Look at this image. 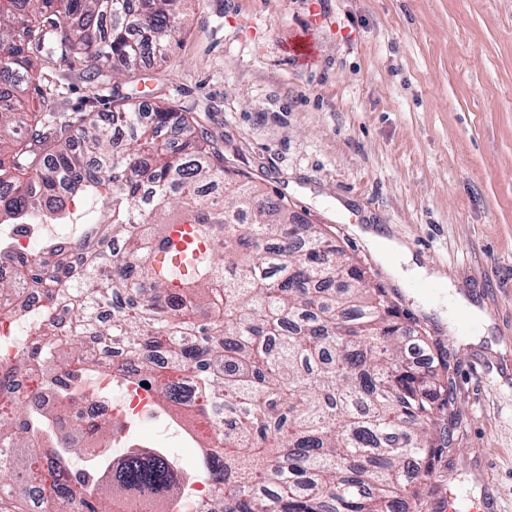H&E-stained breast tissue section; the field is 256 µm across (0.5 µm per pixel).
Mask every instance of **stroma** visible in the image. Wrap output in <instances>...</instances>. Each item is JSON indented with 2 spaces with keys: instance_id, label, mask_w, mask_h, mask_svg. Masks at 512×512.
I'll return each mask as SVG.
<instances>
[{
  "instance_id": "1",
  "label": "stroma",
  "mask_w": 512,
  "mask_h": 512,
  "mask_svg": "<svg viewBox=\"0 0 512 512\" xmlns=\"http://www.w3.org/2000/svg\"><path fill=\"white\" fill-rule=\"evenodd\" d=\"M168 52L114 83L78 58L34 98L109 113L115 96L192 113L232 166L323 225L448 371L451 439L413 512H512V0H182ZM302 39L313 48L289 50ZM439 273L401 284L360 231ZM488 324L466 341L453 295Z\"/></svg>"
}]
</instances>
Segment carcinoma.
Masks as SVG:
<instances>
[{
  "instance_id": "carcinoma-1",
  "label": "carcinoma",
  "mask_w": 512,
  "mask_h": 512,
  "mask_svg": "<svg viewBox=\"0 0 512 512\" xmlns=\"http://www.w3.org/2000/svg\"><path fill=\"white\" fill-rule=\"evenodd\" d=\"M180 0H0V225L68 224L67 204L98 213L70 247L43 242L0 279V320L27 316L36 336L0 369V490L50 484L47 512H107L117 488H167L162 450L113 468L112 424L72 437L62 415L92 378L147 382L158 407L218 428L195 477L205 512H410L416 484L450 444L448 386L409 362L407 329L385 291L316 224H295L197 132L189 117L122 97L109 121L61 120L44 99L25 111L37 61L84 56L122 76L161 54ZM175 224L183 258L157 265ZM30 377L55 405L16 401ZM55 449L32 458L33 437ZM84 459L75 471L68 465Z\"/></svg>"
}]
</instances>
